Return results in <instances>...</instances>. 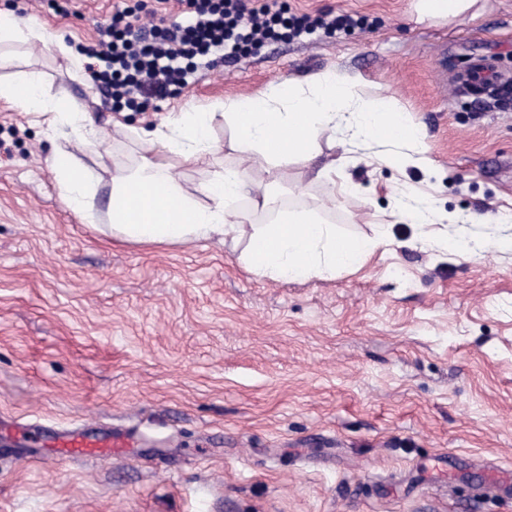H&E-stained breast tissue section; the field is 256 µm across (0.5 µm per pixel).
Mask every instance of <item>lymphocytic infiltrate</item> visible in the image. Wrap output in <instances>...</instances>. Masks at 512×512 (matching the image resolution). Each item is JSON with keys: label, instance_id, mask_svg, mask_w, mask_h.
Instances as JSON below:
<instances>
[{"label": "lymphocytic infiltrate", "instance_id": "obj_1", "mask_svg": "<svg viewBox=\"0 0 512 512\" xmlns=\"http://www.w3.org/2000/svg\"><path fill=\"white\" fill-rule=\"evenodd\" d=\"M184 21L146 26L134 10L115 8L110 25L99 28L96 42L81 49L85 75L94 89L115 106L134 109L144 102L178 95L198 63L224 60L259 47L264 39L301 33L307 18L294 21L283 10L251 0H181ZM108 61L97 69L95 59Z\"/></svg>", "mask_w": 512, "mask_h": 512}]
</instances>
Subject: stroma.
Instances as JSON below:
<instances>
[{"label": "stroma", "mask_w": 512, "mask_h": 512, "mask_svg": "<svg viewBox=\"0 0 512 512\" xmlns=\"http://www.w3.org/2000/svg\"><path fill=\"white\" fill-rule=\"evenodd\" d=\"M0 0L18 23L81 47L117 2ZM289 14L349 15L364 27L269 41L233 75L199 69L146 111L110 108L41 42L0 46V81L39 74L98 130L76 151L97 177L87 212L62 200L51 160L68 128L0 99V512H512V251L460 256L417 242L401 192L436 202L430 229L512 211V103L460 97L476 59L512 77V0H477L453 20L419 21L416 0H278ZM333 70L358 101L388 97L421 130L427 163L357 164L336 208L318 165L270 166L269 216L313 210L392 242L358 269L304 280L246 270L243 239L146 244L112 233V172L169 113L303 84ZM218 152L172 158L184 191L234 166ZM129 430L119 458L58 461L69 427Z\"/></svg>", "instance_id": "1"}]
</instances>
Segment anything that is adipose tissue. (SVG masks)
<instances>
[{
  "mask_svg": "<svg viewBox=\"0 0 512 512\" xmlns=\"http://www.w3.org/2000/svg\"><path fill=\"white\" fill-rule=\"evenodd\" d=\"M347 85V79L336 73L323 72L304 88L273 83L261 94L228 103L224 118L234 130L237 164L203 184L198 200L186 195L179 174L164 157L174 154L198 160L212 154L217 145L211 136V115L192 106L171 113L165 123L146 132L149 154L138 168L112 176L113 231L131 241L154 244L244 237L248 240L246 268L273 280L325 277L356 269L375 249L389 245L386 233L347 235L312 210L253 224L247 212L236 206L245 197L252 209H265L271 192L268 164L292 159L312 162L325 141L339 152L338 162L326 163L316 173L329 183L337 163L350 162L353 152L366 143L421 145L419 129L409 116L393 112L384 98L350 103ZM0 99L24 112L48 114L49 129L70 127L77 142H84L90 133L86 113L73 103L57 109L38 76L19 86L0 83ZM53 165L63 201L75 212H84L94 173L68 151L58 152ZM398 206L411 223L424 227L420 242L425 247L466 254L486 246L462 227L449 236L427 233L433 211L428 201L408 197Z\"/></svg>",
  "mask_w": 512,
  "mask_h": 512,
  "instance_id": "ef3b65f1",
  "label": "adipose tissue"
}]
</instances>
